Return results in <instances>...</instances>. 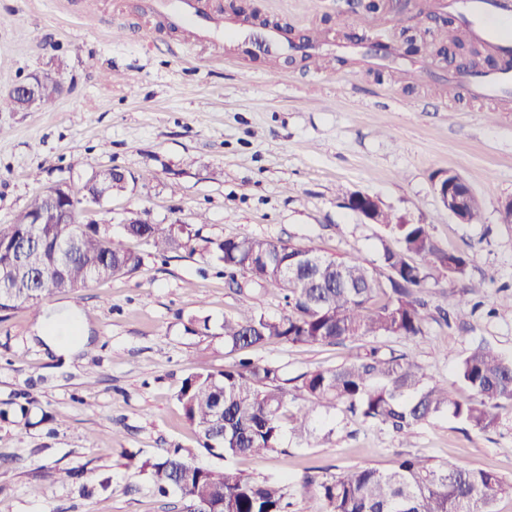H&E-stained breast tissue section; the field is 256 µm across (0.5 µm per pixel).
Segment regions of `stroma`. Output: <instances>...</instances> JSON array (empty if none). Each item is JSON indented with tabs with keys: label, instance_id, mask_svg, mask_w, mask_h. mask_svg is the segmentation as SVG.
<instances>
[{
	"label": "stroma",
	"instance_id": "stroma-1",
	"mask_svg": "<svg viewBox=\"0 0 512 512\" xmlns=\"http://www.w3.org/2000/svg\"><path fill=\"white\" fill-rule=\"evenodd\" d=\"M225 23L319 29L328 41H356L363 16L396 50L408 36L418 50L400 62L335 52L313 65L288 55L216 57L208 46L182 52L150 0H0V96L19 79L64 60L63 91L48 111L0 112V224L42 190L65 180L83 186L116 165L152 181L113 197L80 223L120 225L130 211L157 224H190L203 237L250 235L311 246L344 261L362 257L385 275L383 254L397 243L381 225L347 206L357 192L413 224H426L443 250L469 257L466 282L478 311L446 325L459 294L447 277L429 279V318L418 340L380 339L385 352L412 353L433 380L459 397L458 360L486 343L512 357V224L500 208L512 198V105L487 100L448 106L456 73L440 55L431 0L399 11L390 0H202ZM377 11H369V4ZM465 179L481 207L477 224L460 222L436 197L432 177ZM138 252L140 271L50 295L38 309L0 318V512H179L176 495L155 492L131 467L164 448L205 452L176 395L193 370L220 371L247 357L280 365L288 376L335 366L353 346L277 340L238 352L225 347V317L251 307L284 314L277 292L238 293L224 267L203 250L159 258L143 239L116 235ZM81 314L73 362L38 338L42 320ZM203 315L208 329L187 331ZM331 434L312 443L292 435L284 453L243 456L233 465L256 479L299 485L352 466L391 468L398 455L496 472L512 481V410L479 434L439 417L403 435L387 427L325 420ZM73 478L59 479V472Z\"/></svg>",
	"mask_w": 512,
	"mask_h": 512
}]
</instances>
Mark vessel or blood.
<instances>
[{
  "label": "vessel or blood",
  "instance_id": "vessel-or-blood-1",
  "mask_svg": "<svg viewBox=\"0 0 512 512\" xmlns=\"http://www.w3.org/2000/svg\"><path fill=\"white\" fill-rule=\"evenodd\" d=\"M172 26L183 30L190 44H224V26L197 0H153ZM457 31L481 43L501 59L499 68L478 77L456 76L448 81V99L494 100L512 97V0H447Z\"/></svg>",
  "mask_w": 512,
  "mask_h": 512
}]
</instances>
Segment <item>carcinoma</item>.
I'll return each mask as SVG.
<instances>
[{"instance_id":"carcinoma-1","label":"carcinoma","mask_w":512,"mask_h":512,"mask_svg":"<svg viewBox=\"0 0 512 512\" xmlns=\"http://www.w3.org/2000/svg\"><path fill=\"white\" fill-rule=\"evenodd\" d=\"M379 223L399 243L383 256L391 276L378 279L362 258L301 266L300 255L317 253L309 246L251 236L208 241L237 291H278L288 314L272 318L251 309L224 318V345L233 350L257 348L270 340L288 344L357 345L358 352L334 367L285 376L275 364L242 359L222 371L188 374L177 394L186 421L199 434L200 447L227 461L214 471L188 460L181 448H166L136 464L161 494L174 492L181 512H195L206 502L211 512H290L293 490L285 480L244 475L229 464L241 456L286 453L285 433L306 442L315 437L321 412L339 406L365 423L410 433L447 415L480 433L496 428L499 410L512 409V358L479 343L457 365V379L468 391L456 397L432 380L411 354L387 356L370 341L383 336L416 338L424 334L421 299L428 279L451 282L467 276L468 256L448 252L434 242L428 225L401 224L380 212ZM123 234L145 238L162 256L190 246L192 231L182 224H153L131 212ZM36 235L25 272L31 288L0 293V308H36L51 294H75L94 282L138 272L143 258L116 243L108 229L82 224L73 211L67 224L0 225V264L6 265L13 243ZM79 247L60 270L51 259L72 236ZM243 280H237V275ZM302 512H495L502 495L512 496V482L497 473L433 463L406 455L389 470L354 466L320 482L300 484Z\"/></svg>"}]
</instances>
